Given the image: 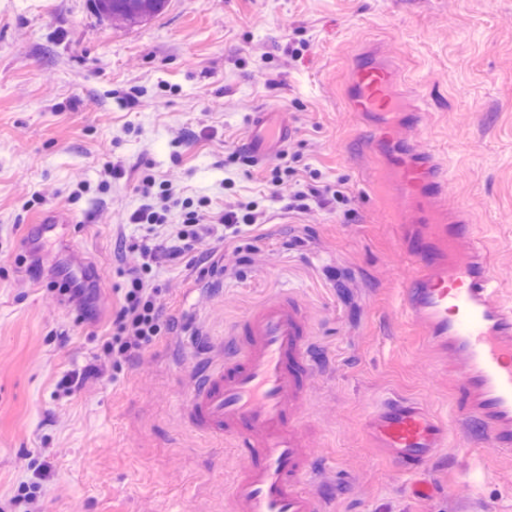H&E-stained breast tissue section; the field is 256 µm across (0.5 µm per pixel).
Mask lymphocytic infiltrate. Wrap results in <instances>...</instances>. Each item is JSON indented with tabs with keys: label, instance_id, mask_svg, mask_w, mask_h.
<instances>
[{
	"label": "lymphocytic infiltrate",
	"instance_id": "lymphocytic-infiltrate-1",
	"mask_svg": "<svg viewBox=\"0 0 512 512\" xmlns=\"http://www.w3.org/2000/svg\"><path fill=\"white\" fill-rule=\"evenodd\" d=\"M269 188L271 197L285 209L301 214L323 204L332 191L330 184L300 180L295 169L288 166L273 169ZM140 191L148 203L135 210L129 220L142 229L143 239L133 245V258L120 272L121 307L112 319L111 337L104 349L106 360L116 367L145 351L164 323L161 290L152 279L156 249L151 241L158 233H165L170 256L201 250L213 240L224 243V254L229 257L234 255L238 241L252 236L265 222L264 212L258 211L254 203L230 201L215 211L206 199L195 203L175 198L170 181H157L150 174L142 178ZM174 207L181 210L182 220L177 224L169 221Z\"/></svg>",
	"mask_w": 512,
	"mask_h": 512
}]
</instances>
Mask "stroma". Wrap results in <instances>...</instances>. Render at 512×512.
<instances>
[{
    "label": "stroma",
    "instance_id": "1",
    "mask_svg": "<svg viewBox=\"0 0 512 512\" xmlns=\"http://www.w3.org/2000/svg\"><path fill=\"white\" fill-rule=\"evenodd\" d=\"M365 55L392 65L420 111L422 136L403 123L395 142L447 160L449 210L485 227L498 306L512 291V0H171L132 29L91 0H0V512H26L17 488L44 457L43 512H232L225 486L245 460L183 423L185 384L208 338L280 288L302 296L320 347L303 421L335 512H512V453L473 442L453 413L467 364L397 307L407 212L377 118L348 101ZM260 112L287 122L301 178L336 184L327 207L288 213L269 196L273 160L238 159ZM148 173L180 198L256 202L267 224L232 266L219 244L161 263L160 335L104 369ZM43 188L50 204L26 202ZM57 209L72 221L45 233ZM70 278L86 310L58 300ZM83 371V389H60ZM390 397L450 428L418 473L369 441Z\"/></svg>",
    "mask_w": 512,
    "mask_h": 512
}]
</instances>
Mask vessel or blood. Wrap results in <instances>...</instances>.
<instances>
[{"label": "vessel or blood", "mask_w": 512, "mask_h": 512, "mask_svg": "<svg viewBox=\"0 0 512 512\" xmlns=\"http://www.w3.org/2000/svg\"><path fill=\"white\" fill-rule=\"evenodd\" d=\"M393 76L357 62L351 102L363 112L411 114L393 93ZM399 191L413 204L424 237L405 239L413 270L400 293L407 320L427 324L432 345L469 364L455 400L465 425L478 427L491 447L512 452V302L486 307L496 289L480 225L461 211L438 207L451 172L437 157L416 158L393 148ZM319 366L313 325L295 290L282 288L227 327L220 360L204 362L182 405L184 421L200 435L226 441L248 464L228 493L235 512H332L329 492L313 480L314 459L302 413L308 379ZM369 435L404 470L448 444V425L409 399L379 407Z\"/></svg>", "instance_id": "obj_1"}]
</instances>
